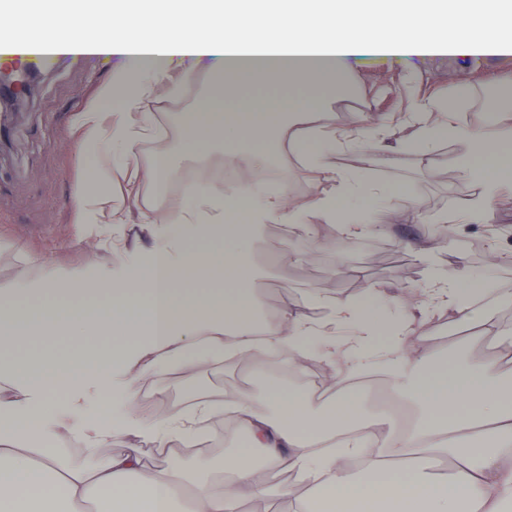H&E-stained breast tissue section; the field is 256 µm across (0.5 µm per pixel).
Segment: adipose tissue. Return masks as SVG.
<instances>
[{
  "mask_svg": "<svg viewBox=\"0 0 512 512\" xmlns=\"http://www.w3.org/2000/svg\"><path fill=\"white\" fill-rule=\"evenodd\" d=\"M112 17L120 32L99 40ZM68 22L77 37L66 52L121 57L133 81L124 94L103 88V100L117 102L113 111L88 106L78 114V142L92 162L89 180L109 176L97 162L103 142L134 161L151 122L147 102L167 82L171 66L186 59L223 61L227 86L178 115L184 144L202 157L214 150L246 156L251 174L231 190L194 186L179 225L159 214L146 218L142 228L154 247L120 286L112 284L111 267L96 261L0 290L1 346L62 327L120 331L132 344L108 356L90 355V364L110 374L98 387H91L89 371L45 357L22 375L21 398H0V512H80L90 501L98 512H237L242 499L264 489L266 469L283 461L312 489L309 497L289 500L288 512H512V371L492 359L435 364L416 342L418 315L445 309L463 315L480 336L512 343L511 327L492 311L475 309L483 294L477 278L431 265L424 302L404 292L412 311L391 334L380 326L373 288L363 300L333 309L322 325L288 313L258 322L243 286L242 250L262 226L302 224L313 214L337 220L344 241L377 223L381 190L359 175L333 173L328 162L339 149L374 148V140L360 134L366 113H355L349 129L302 132L290 144L281 137L283 126L321 108L329 91L345 85L351 60L361 56L511 53L512 0H95L91 8L70 12ZM157 26L164 35L149 37ZM407 121L415 138L401 142V149L467 141L457 172L482 192L456 221H486L512 190V125L468 129L431 99L411 107ZM289 146L303 159V177H334L335 194L303 202L292 197V172L275 168ZM275 171L284 185L265 192ZM202 236L224 239L225 246L184 247L185 239ZM336 326L346 328L343 340H336ZM262 350L283 351L292 364L323 358L341 382L378 366L414 407L415 420L377 443L346 392L317 416L311 397L275 386L261 396L245 390L221 407L203 403L163 417L139 401L135 375L220 355L247 360ZM57 389L69 398L50 434L76 436L96 448L126 431L137 436L139 447L93 465L46 452L20 424L43 420ZM92 390L111 398L119 416H84ZM223 414L250 439L224 458L232 481L193 482L178 468H145L142 446L167 447L197 420Z\"/></svg>",
  "mask_w": 512,
  "mask_h": 512,
  "instance_id": "adipose-tissue-1",
  "label": "adipose tissue"
}]
</instances>
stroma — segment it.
Instances as JSON below:
<instances>
[{"mask_svg": "<svg viewBox=\"0 0 512 512\" xmlns=\"http://www.w3.org/2000/svg\"><path fill=\"white\" fill-rule=\"evenodd\" d=\"M122 69L123 62L117 58H57L55 66L39 72L16 117L0 137V288L39 277L45 262L63 271L80 268L91 258L97 241L116 257L112 270L117 275L149 255L153 241L140 228L145 202L130 199L119 156L109 159L112 184L108 196L113 209L122 215V223L89 227L77 223L74 208L89 165L72 135L75 117L95 103L99 88L121 77ZM223 80L221 64H202L195 67L180 99H172L165 91L150 102L154 118L141 144L140 161L146 164L160 155L172 161L170 178L159 192V210L167 220L179 221L188 202L191 183L185 180V173L197 174L210 169L212 163L226 160L221 152L201 158L184 148L181 132L171 117L198 107ZM461 80L469 83L470 92L459 100L453 87ZM485 95L496 103L497 112L512 111V55L368 56L354 61L348 89L329 97L324 108L304 118L303 123L343 130L349 127L353 112L369 113V133L380 140V147L339 150L329 162L336 169L361 173L383 191L401 190L406 199L384 202L383 222L346 243L338 238L335 224L317 218L308 226L289 225L284 237L276 233L274 225L262 227L248 248L245 281L254 293L256 319L269 318L271 309L280 303L288 311L321 319L326 311L312 305L313 297L342 304L362 299L371 286L387 297V309H394L399 288H422V258L430 255L448 269L460 267L485 275L488 291L478 300V307L492 309L512 323V200L503 201L486 223H420L416 209L453 214L480 194L479 185L456 172V159L466 151L467 143L446 140L425 151L395 148L397 142L414 135L413 127L404 121L411 102L431 98L451 103L460 124L482 127L494 122L496 114L481 104ZM495 252L502 255V262L491 263ZM465 326L456 315L430 316L417 328L419 345L442 356L459 357L467 352L512 365V348L497 346L489 339L462 350L458 335ZM35 350L59 358L70 368L87 364L65 331L24 339L12 349L0 351V392L5 396L19 395L14 375L26 369ZM273 363L272 354L265 351L246 362L179 363L142 380L140 392L154 394L150 409L165 415L170 411L166 399L173 389L192 387L202 396L220 395L226 385L249 374L256 390H264L262 375ZM245 440L244 434L234 432L224 437L221 452L190 454L175 443L166 448L141 447L133 435L117 434L108 445L84 452L83 458L93 464L138 446L147 468L180 466L204 471L220 467L225 454Z\"/></svg>", "mask_w": 512, "mask_h": 512, "instance_id": "1", "label": "stroma"}]
</instances>
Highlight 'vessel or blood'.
Returning a JSON list of instances; mask_svg holds the SVG:
<instances>
[{
  "instance_id": "1",
  "label": "vessel or blood",
  "mask_w": 512,
  "mask_h": 512,
  "mask_svg": "<svg viewBox=\"0 0 512 512\" xmlns=\"http://www.w3.org/2000/svg\"><path fill=\"white\" fill-rule=\"evenodd\" d=\"M68 0H0V70L36 71L53 60L52 48L71 41Z\"/></svg>"
}]
</instances>
